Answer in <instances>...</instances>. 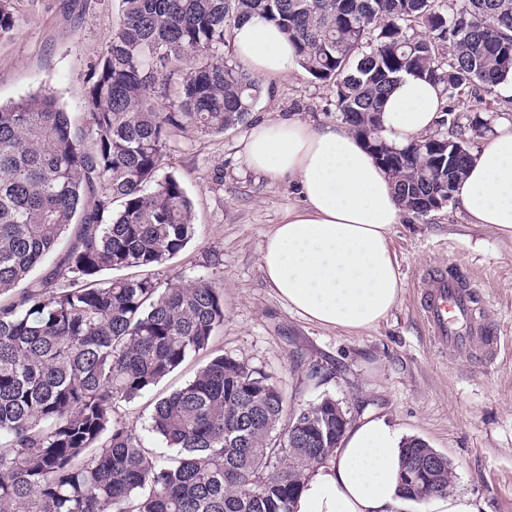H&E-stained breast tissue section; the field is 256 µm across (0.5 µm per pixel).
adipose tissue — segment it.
Masks as SVG:
<instances>
[{
    "mask_svg": "<svg viewBox=\"0 0 512 512\" xmlns=\"http://www.w3.org/2000/svg\"><path fill=\"white\" fill-rule=\"evenodd\" d=\"M237 59L260 79L294 74L295 49L259 18L233 30ZM441 85L402 76L387 96L381 135L402 148L440 123ZM249 168L298 186L302 203L266 236L260 256L277 297L302 319L362 331L399 301L402 283L392 229L403 209L389 174L347 128L297 118L255 123L243 141ZM455 199L472 224L512 237V121L495 124L472 154ZM402 437L386 417L348 426L324 464L306 472L294 512H399Z\"/></svg>",
    "mask_w": 512,
    "mask_h": 512,
    "instance_id": "ef3b65f1",
    "label": "adipose tissue"
}]
</instances>
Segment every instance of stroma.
<instances>
[{
    "instance_id": "1",
    "label": "stroma",
    "mask_w": 512,
    "mask_h": 512,
    "mask_svg": "<svg viewBox=\"0 0 512 512\" xmlns=\"http://www.w3.org/2000/svg\"><path fill=\"white\" fill-rule=\"evenodd\" d=\"M12 30L0 37V104L53 90L75 123L83 121L86 74L119 26L118 0H11ZM462 122L495 125L512 116V83L476 100L470 90L448 101ZM299 117L340 123L332 83L305 71L269 81L252 122ZM243 124L222 133L174 135L164 172L184 187L196 235L176 256L151 269L160 287L209 281L224 297V327L207 352L189 357L170 376L129 403L117 419L133 425L155 451L165 443L149 431L150 404L191 380L221 354L269 374L288 406L336 399L351 418L373 413L447 458L450 493L482 499L488 512H512V238L468 223L456 203L426 216L405 213L393 228L402 292L376 327L349 332L308 322L288 310L265 282L260 256L269 229L299 206L298 188L252 172L242 154ZM454 267L485 295L501 336L486 365L439 347L418 309L421 275ZM320 364L326 378L308 381L295 356Z\"/></svg>"
}]
</instances>
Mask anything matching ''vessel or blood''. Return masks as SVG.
Masks as SVG:
<instances>
[{
  "instance_id": "b4317fda",
  "label": "vessel or blood",
  "mask_w": 512,
  "mask_h": 512,
  "mask_svg": "<svg viewBox=\"0 0 512 512\" xmlns=\"http://www.w3.org/2000/svg\"><path fill=\"white\" fill-rule=\"evenodd\" d=\"M477 304L478 293L466 278L445 269L427 273L420 311L432 336L456 353L481 346L484 359L492 362L499 355L500 338Z\"/></svg>"
}]
</instances>
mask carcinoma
Masks as SVG:
<instances>
[{
  "mask_svg": "<svg viewBox=\"0 0 512 512\" xmlns=\"http://www.w3.org/2000/svg\"><path fill=\"white\" fill-rule=\"evenodd\" d=\"M0 0V36L14 25ZM123 23L87 77L85 122L44 92L0 106V512H293L306 470L336 447L319 418L288 411L272 377L222 354L158 399L157 455L114 418L208 349L224 298L199 280L98 279L160 265L194 237L180 182L159 175L173 129L244 124L262 85L224 54L225 34L259 17L291 40L299 66L331 81L349 129L391 176L405 211L455 201L471 153L454 110L404 148L379 136L400 75L493 93L512 81V0H119ZM421 27L437 36L420 34ZM451 49L444 64L443 42ZM160 92L168 111L150 95ZM306 446L290 451L288 433ZM411 438L402 468L430 469L404 496L446 491L448 461Z\"/></svg>",
  "mask_w": 512,
  "mask_h": 512,
  "instance_id": "cac0c4a2",
  "label": "carcinoma"
}]
</instances>
